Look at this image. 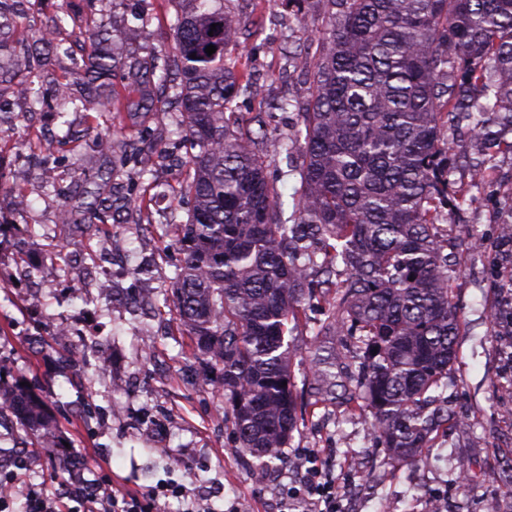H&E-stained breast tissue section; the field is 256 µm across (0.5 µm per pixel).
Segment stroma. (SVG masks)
Listing matches in <instances>:
<instances>
[{"label": "stroma", "mask_w": 512, "mask_h": 512, "mask_svg": "<svg viewBox=\"0 0 512 512\" xmlns=\"http://www.w3.org/2000/svg\"><path fill=\"white\" fill-rule=\"evenodd\" d=\"M241 30L234 58L264 85L261 95L238 96L234 104L240 123L262 117L267 137L262 144L270 158L268 175L282 195L285 215H292V183L284 179L287 160L280 151L293 137L296 109L282 111L276 103L287 97L306 102L310 68L290 63L289 51L307 49L321 25L319 0L301 6L284 0H226ZM99 10L112 18L104 44L134 58L171 45L174 13L164 0H125ZM151 16L150 24L131 21L132 13ZM12 120L0 124V386L27 383L52 415L69 443L70 466L38 448L0 449V469L11 471L23 460V473L49 492L67 495L78 484L113 478L126 490L145 491L167 478H184L188 488L213 496L215 508L229 500L244 512H276L282 485L300 474L299 452L322 451L339 481L358 487L343 512H422L425 498L444 499L446 512H512V290L503 282L512 276V229L498 221L497 203L512 192V154L495 157V177L475 192L463 213L453 216L448 233L455 237L458 270L452 292L459 307L457 359L448 374V408L457 417L448 431L432 434L427 461L413 467L390 459L380 448L364 416H351L344 401L315 409L301 424L284 461L255 482L251 457L238 453L224 421V393L214 369L195 355L171 316L158 315L162 291L168 288L182 255L174 244L177 224L187 218L182 181L191 150L176 127L177 115L158 112L146 128L136 131L109 126L96 109L31 113L24 101L8 106ZM112 137L111 157L94 143ZM165 146L174 160L155 169L166 199L141 217L115 212L106 224H62L57 220L63 198L32 168L26 181H16L15 166L35 156L56 168L59 183L70 186L80 176L90 190L110 177L114 197L142 194L133 165L125 157L135 149ZM475 226L484 249L471 251L463 232ZM123 248L124 263L135 267L148 260L152 272L125 279L142 302L123 307L107 300L90 301L100 248L105 242ZM501 310L499 323L490 313ZM84 323L80 340L67 342L57 327L72 318ZM188 459L189 474L177 463ZM467 463L472 480L466 502H458V484L450 460Z\"/></svg>", "instance_id": "stroma-1"}]
</instances>
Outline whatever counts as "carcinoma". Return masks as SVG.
I'll return each instance as SVG.
<instances>
[{
    "mask_svg": "<svg viewBox=\"0 0 512 512\" xmlns=\"http://www.w3.org/2000/svg\"><path fill=\"white\" fill-rule=\"evenodd\" d=\"M168 2L175 18L164 60L151 52L129 64L101 51V19L77 38L84 67L74 78L99 112L118 104L138 125L177 103L181 133L199 147L171 297L196 355L221 369L235 447L262 469L299 429L288 337L318 296L327 318L312 348V407L336 400V366L359 360L343 385L347 410L371 415L392 458L423 464L429 435L451 420L441 396L459 334L456 269L440 224L474 200L497 153H512V0H321L319 50L300 107L302 162L290 170L298 202L291 224L267 179L264 128L245 132L224 118L229 91L248 95L252 86L228 63L239 34L224 0ZM71 14V0L48 20L16 15L0 0V90L23 83L32 107L56 97L62 83L51 72L35 81L23 74L10 33L20 23L51 44ZM115 71L127 75L126 94L100 97L96 81ZM464 124L487 142L488 156L457 187L448 179V133ZM163 153L156 144L134 157L141 179ZM114 207L102 187L63 200L70 224H106ZM0 398L25 435L41 437L48 452L61 447L36 395L0 388Z\"/></svg>",
    "mask_w": 512,
    "mask_h": 512,
    "instance_id": "carcinoma-1",
    "label": "carcinoma"
}]
</instances>
